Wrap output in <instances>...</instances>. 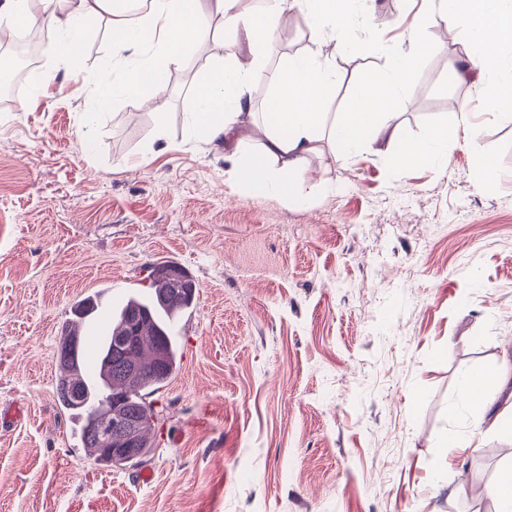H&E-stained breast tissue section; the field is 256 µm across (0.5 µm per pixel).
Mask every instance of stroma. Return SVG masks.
<instances>
[{"label": "stroma", "mask_w": 512, "mask_h": 512, "mask_svg": "<svg viewBox=\"0 0 512 512\" xmlns=\"http://www.w3.org/2000/svg\"><path fill=\"white\" fill-rule=\"evenodd\" d=\"M348 8L372 18L335 53L327 120L386 68L385 39L418 34L428 50L391 125L401 147L465 104L479 134L449 142L446 167L403 172L368 149L336 160L327 144L310 199L252 193L223 141L187 123L209 72L249 55L220 25L170 68L164 112L96 106L105 18L74 63L43 56L46 95L0 104V405L24 408L0 433V512H454L467 479L491 487L512 469V437L457 405L465 373L512 378V124L488 108L489 82L455 76L477 44L441 23L411 31L414 0ZM307 26L286 16L245 88L253 112L314 53ZM170 261L200 292L151 446L141 466L96 465L58 404L59 336L84 294L115 276L146 294L149 265ZM143 469L154 482L138 484Z\"/></svg>", "instance_id": "stroma-1"}]
</instances>
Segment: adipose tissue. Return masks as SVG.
Here are the masks:
<instances>
[{
    "instance_id": "ef3b65f1",
    "label": "adipose tissue",
    "mask_w": 512,
    "mask_h": 512,
    "mask_svg": "<svg viewBox=\"0 0 512 512\" xmlns=\"http://www.w3.org/2000/svg\"><path fill=\"white\" fill-rule=\"evenodd\" d=\"M241 0H151L146 13L130 18L125 0H0V19L26 26H48L56 38L48 53L61 61H70L80 48L86 33L92 31L100 16L111 22L113 57L146 46L157 47V55L147 64L126 71L121 84H114L110 67H102L94 81L98 107H106L122 95L149 102L156 111L167 106L166 75L171 67L182 64L190 50L205 40L212 18L223 26L242 31L252 47L265 45L281 32L288 10L306 7L314 43L349 42L354 20L347 0H265L258 13L241 9ZM442 20L449 32L465 33L479 43V60L462 64L458 78L463 82L493 79L495 104L512 106V0H440L429 9L421 23ZM424 44L410 38L405 49L392 56L390 68L372 74L355 89L343 120L327 128L322 110L335 83L336 73L328 55H302L293 58L279 73L276 94L262 115L264 155L275 161V168L264 162L250 167L237 166V178L249 182L259 194L285 193L296 199L313 195L306 178L309 161L323 151L326 133L347 152L353 153L374 143L377 153L394 157L399 169L442 164L451 139L476 131L473 115L460 113L453 125L437 127L426 140L396 151L395 133L389 119L396 101L407 88V78ZM258 58L238 62L232 71L214 69L200 84L190 110L193 132L209 138H223L224 157L233 161L244 140L242 127L251 109L244 94L245 85L257 74Z\"/></svg>"
}]
</instances>
